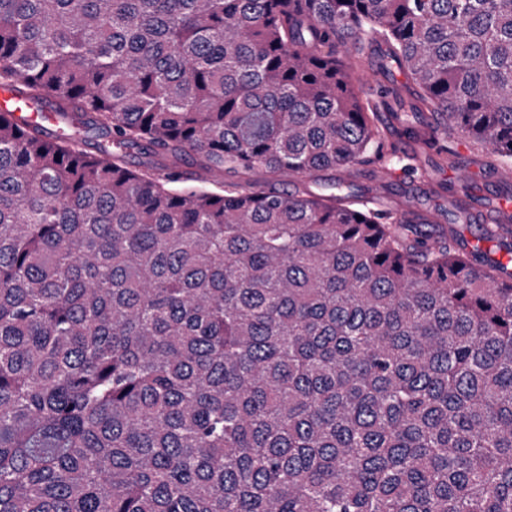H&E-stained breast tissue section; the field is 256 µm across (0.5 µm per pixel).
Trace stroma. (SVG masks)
<instances>
[{
  "label": "stroma",
  "mask_w": 512,
  "mask_h": 512,
  "mask_svg": "<svg viewBox=\"0 0 512 512\" xmlns=\"http://www.w3.org/2000/svg\"><path fill=\"white\" fill-rule=\"evenodd\" d=\"M383 44L372 46L357 65L356 84L362 99H376L385 87L397 89L399 101L389 102L378 114V126L385 133L386 148L396 149L398 158L393 161L391 173H383L379 164L361 165L352 182L359 200L369 207L391 212L393 220L402 224H452L458 227L465 239L479 236L480 225L463 222L457 207L448 203V185L451 182L473 178L486 150L473 141L438 129L432 116H425L417 125L415 134L406 133L399 120L403 106L411 102L410 88L398 69L383 71L381 57ZM435 136L437 146L427 145L428 136ZM454 149L453 162L443 161L438 145Z\"/></svg>",
  "instance_id": "stroma-1"
}]
</instances>
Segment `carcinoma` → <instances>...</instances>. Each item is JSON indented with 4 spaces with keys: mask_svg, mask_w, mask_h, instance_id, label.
I'll use <instances>...</instances> for the list:
<instances>
[{
    "mask_svg": "<svg viewBox=\"0 0 512 512\" xmlns=\"http://www.w3.org/2000/svg\"><path fill=\"white\" fill-rule=\"evenodd\" d=\"M366 37L512 171V0H0L55 120L0 111V512H512L508 265L346 177L167 187L383 162ZM197 172L199 171L196 165L189 160L180 168V178L170 185L173 187L206 186L213 191L222 192L224 185L240 182L239 176L232 172L224 173L223 177H211L208 179L196 177Z\"/></svg>",
    "mask_w": 512,
    "mask_h": 512,
    "instance_id": "1",
    "label": "carcinoma"
}]
</instances>
